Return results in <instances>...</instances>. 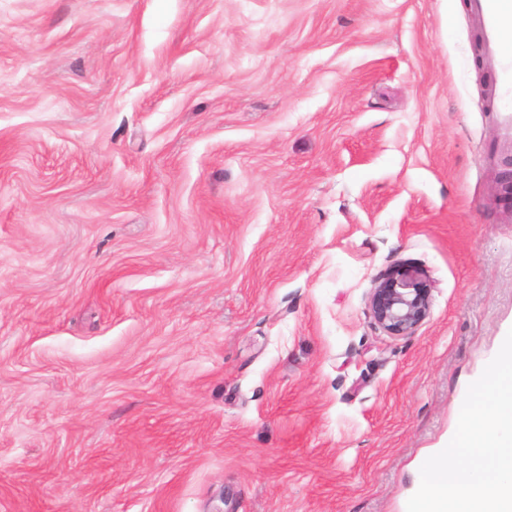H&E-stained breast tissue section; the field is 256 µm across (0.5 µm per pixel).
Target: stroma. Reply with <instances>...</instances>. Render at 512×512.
<instances>
[{"label":"stroma","instance_id":"obj_1","mask_svg":"<svg viewBox=\"0 0 512 512\" xmlns=\"http://www.w3.org/2000/svg\"><path fill=\"white\" fill-rule=\"evenodd\" d=\"M474 26L0 0V512H407L512 330ZM429 298L423 273L413 267H403L385 275L372 289L369 308L385 331L393 336H405L426 319Z\"/></svg>","mask_w":512,"mask_h":512}]
</instances>
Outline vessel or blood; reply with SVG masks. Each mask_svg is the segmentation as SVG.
Wrapping results in <instances>:
<instances>
[{
  "mask_svg": "<svg viewBox=\"0 0 512 512\" xmlns=\"http://www.w3.org/2000/svg\"><path fill=\"white\" fill-rule=\"evenodd\" d=\"M469 10L480 25L485 61L494 75L500 127L512 136V53L503 49L512 35V0H469Z\"/></svg>",
  "mask_w": 512,
  "mask_h": 512,
  "instance_id": "1",
  "label": "vessel or blood"
}]
</instances>
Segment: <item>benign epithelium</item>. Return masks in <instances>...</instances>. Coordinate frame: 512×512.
Returning <instances> with one entry per match:
<instances>
[{"mask_svg":"<svg viewBox=\"0 0 512 512\" xmlns=\"http://www.w3.org/2000/svg\"><path fill=\"white\" fill-rule=\"evenodd\" d=\"M497 200L505 209L512 211V155L501 162ZM429 307V288L423 273L413 267L388 273L369 296V308L374 320L393 336L413 333L426 319Z\"/></svg>","mask_w":512,"mask_h":512,"instance_id":"obj_1","label":"benign epithelium"}]
</instances>
